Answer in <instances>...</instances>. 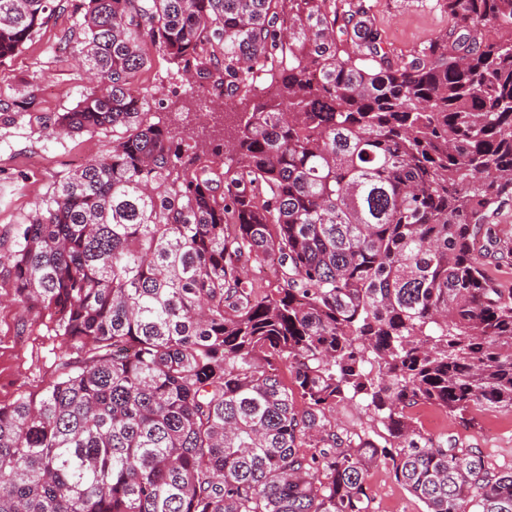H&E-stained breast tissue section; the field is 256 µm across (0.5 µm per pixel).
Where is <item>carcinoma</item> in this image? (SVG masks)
Listing matches in <instances>:
<instances>
[{
    "mask_svg": "<svg viewBox=\"0 0 512 512\" xmlns=\"http://www.w3.org/2000/svg\"><path fill=\"white\" fill-rule=\"evenodd\" d=\"M61 7L0 0V63ZM441 7L395 55L361 0H82L58 51L91 84L50 124L112 148L12 265L80 360L0 404V512H372L379 466L426 512H512V468L416 421L512 411V288L485 262L512 268V0ZM154 52L221 90L213 124L145 119Z\"/></svg>",
    "mask_w": 512,
    "mask_h": 512,
    "instance_id": "1",
    "label": "carcinoma"
}]
</instances>
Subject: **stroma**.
<instances>
[{"label":"stroma","mask_w":512,"mask_h":512,"mask_svg":"<svg viewBox=\"0 0 512 512\" xmlns=\"http://www.w3.org/2000/svg\"><path fill=\"white\" fill-rule=\"evenodd\" d=\"M80 0H67L22 53L0 66V89L10 90L17 79H37L36 111L26 112L9 125L0 124V404L46 386L60 372L61 362L76 355L57 336L48 316L18 302L11 275V256L17 234L36 204L52 190L61 175L103 154L112 145L111 130L93 134H50L45 120L73 107L87 84L74 60L57 61L53 47L75 30L82 19ZM391 51L404 53L433 38L448 25L436 0H366ZM152 97L150 111L170 118L196 107L197 89L178 74L166 57L153 54L144 75ZM437 430L464 446L480 450L489 468H512V413L497 409L476 411L473 423L438 414ZM369 485L374 512H424V504L396 482L385 468L372 469Z\"/></svg>","instance_id":"obj_1"}]
</instances>
